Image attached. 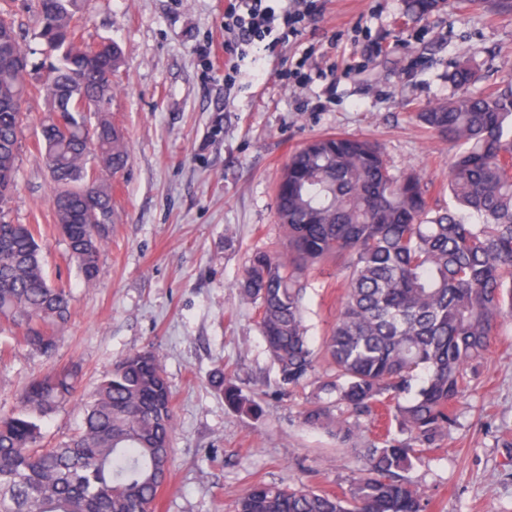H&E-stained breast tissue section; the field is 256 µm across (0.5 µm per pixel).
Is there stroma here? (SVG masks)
I'll use <instances>...</instances> for the list:
<instances>
[{"mask_svg":"<svg viewBox=\"0 0 512 512\" xmlns=\"http://www.w3.org/2000/svg\"><path fill=\"white\" fill-rule=\"evenodd\" d=\"M226 0H89L83 41L121 49L109 110L130 153L114 175L119 221L84 286L55 223L51 185L37 148L48 109L29 95L17 185L9 216L37 224L48 275L70 294L71 316L52 356L14 347L0 357V412L14 409L33 378L63 367L79 372L74 398L44 421L66 441L83 421L87 396L125 355L152 349L173 392L175 431L169 479L157 512H235L253 483L347 490L366 468L373 429L341 442L331 428L304 424L315 385L288 389L258 326V308L236 288L252 252L284 239L273 187L289 155L324 135L377 144L394 173L416 172L434 208L448 194L452 143L419 120L448 99L456 64L489 91L512 73V15L491 0H444L423 19L407 0H317L299 37L274 51L255 45L233 81L224 79ZM33 63L53 62L37 38L38 0H0ZM303 63L310 82L284 77ZM340 265L307 274L305 323L315 343L329 335L345 292ZM232 377L258 401L260 416L230 409L215 386ZM477 389L447 441L407 479L427 512H512V321L482 362Z\"/></svg>","mask_w":512,"mask_h":512,"instance_id":"1","label":"stroma"}]
</instances>
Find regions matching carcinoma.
<instances>
[{
	"instance_id": "obj_1",
	"label": "carcinoma",
	"mask_w": 512,
	"mask_h": 512,
	"mask_svg": "<svg viewBox=\"0 0 512 512\" xmlns=\"http://www.w3.org/2000/svg\"><path fill=\"white\" fill-rule=\"evenodd\" d=\"M86 0H39V38L59 54L40 89L49 113L38 144L52 185V206L70 259L83 283L99 273L117 223L112 181L88 182L86 163L102 160L114 175L129 161L124 133L108 112L122 64L119 46L90 55L75 17ZM438 0H410L424 18ZM28 53L13 22L0 17V193L16 187L20 136L31 93L16 69ZM458 92L418 113L427 129L461 147L449 167L448 194L482 219L463 223L439 212L415 173L389 170L381 148L348 135L316 138L288 158L276 182L283 246L256 251L237 283L257 304L259 327L278 366L280 384L296 388L316 371L303 317L306 273L343 260L345 294L323 353L331 374L318 392L361 416L386 408L407 437L374 440L367 468L344 496L313 488L257 482L235 512H427L424 494L403 473L448 437L460 401L471 391L468 366L482 361L504 321L512 320V76L486 95L468 90L473 72L452 75ZM69 117L61 135L55 115ZM70 317L67 291L51 283L32 224H14L0 210V333L51 356ZM422 384L413 389L418 374ZM78 371L61 369L29 382L19 408L0 414V512H154L170 473L175 428L173 395L151 350L115 362L85 402L84 418L65 443L49 445L40 418L69 402ZM224 403L258 415L260 405L224 373L215 375ZM315 426L331 419L317 403L302 414Z\"/></svg>"
}]
</instances>
